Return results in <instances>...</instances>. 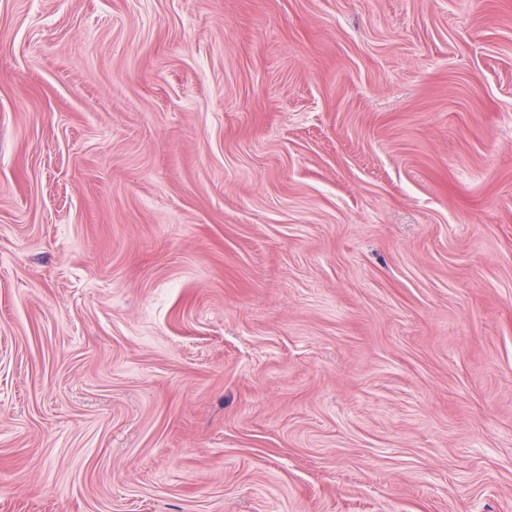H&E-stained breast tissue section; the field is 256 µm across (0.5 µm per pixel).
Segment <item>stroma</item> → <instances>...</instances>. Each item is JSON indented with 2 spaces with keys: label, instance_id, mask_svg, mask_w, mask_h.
<instances>
[{
  "label": "stroma",
  "instance_id": "35a3bbf8",
  "mask_svg": "<svg viewBox=\"0 0 512 512\" xmlns=\"http://www.w3.org/2000/svg\"><path fill=\"white\" fill-rule=\"evenodd\" d=\"M0 512H512V0H0Z\"/></svg>",
  "mask_w": 512,
  "mask_h": 512
}]
</instances>
